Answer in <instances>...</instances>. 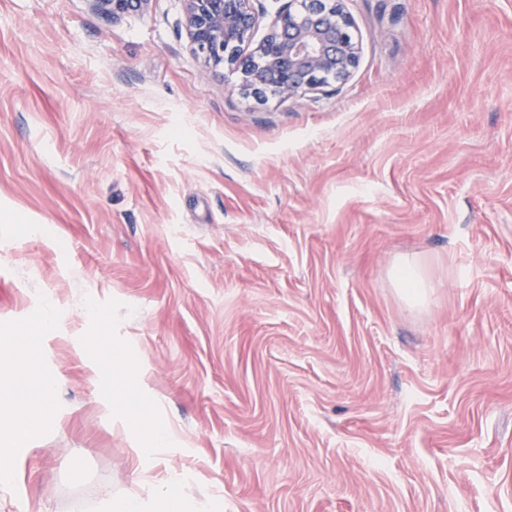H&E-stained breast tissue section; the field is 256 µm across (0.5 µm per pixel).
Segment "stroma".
<instances>
[{
    "label": "stroma",
    "mask_w": 512,
    "mask_h": 512,
    "mask_svg": "<svg viewBox=\"0 0 512 512\" xmlns=\"http://www.w3.org/2000/svg\"><path fill=\"white\" fill-rule=\"evenodd\" d=\"M345 8L350 78L258 103L183 0H0V386L51 414L0 512L172 471L222 512H512V0ZM395 278L408 299L414 302H422L427 298V292L423 279L418 270L408 261L399 263L395 268Z\"/></svg>",
    "instance_id": "stroma-1"
}]
</instances>
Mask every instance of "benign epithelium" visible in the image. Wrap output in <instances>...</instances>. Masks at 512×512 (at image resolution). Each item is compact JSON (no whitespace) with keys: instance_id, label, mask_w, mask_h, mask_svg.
Here are the masks:
<instances>
[{"instance_id":"obj_1","label":"benign epithelium","mask_w":512,"mask_h":512,"mask_svg":"<svg viewBox=\"0 0 512 512\" xmlns=\"http://www.w3.org/2000/svg\"><path fill=\"white\" fill-rule=\"evenodd\" d=\"M103 13L141 0H92ZM189 38L206 66L240 75V91L255 100L277 95L299 101L342 84L359 61L345 0H287L255 43L253 0H183Z\"/></svg>"}]
</instances>
